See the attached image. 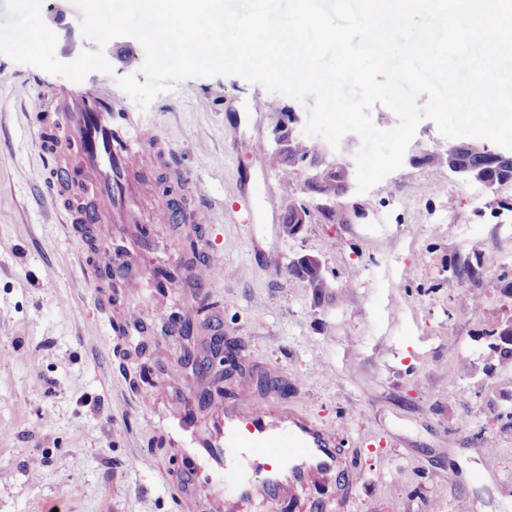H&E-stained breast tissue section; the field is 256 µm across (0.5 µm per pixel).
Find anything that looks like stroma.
<instances>
[{
    "mask_svg": "<svg viewBox=\"0 0 512 512\" xmlns=\"http://www.w3.org/2000/svg\"><path fill=\"white\" fill-rule=\"evenodd\" d=\"M44 22L72 62L90 42L71 0H45ZM117 88L140 75L135 38L109 41ZM69 79L0 55V512H181L185 463L178 448L151 452L156 431L140 417L141 394L197 406L196 377L182 368L177 338L154 335L135 360L116 354L112 321L127 307L111 274L88 278L99 250L55 224L42 164L39 120L18 109L23 95H50ZM123 105L168 137L201 188L218 201L203 243L152 223L142 273L176 270L203 248L224 251V278L196 318L200 336L221 331L240 367L227 400L281 401L344 431V468L357 484L350 512H512V370L484 369L485 332L512 299L498 275L512 271V185L490 195L446 167L425 163L449 140L422 120L388 192L350 191L336 213H313L297 236L281 232L285 200L256 142L302 103L234 75L173 83L147 108ZM277 111H268L269 103ZM482 244L481 313L449 259ZM322 261L334 298L315 300L288 274L291 258ZM280 268L268 270V256ZM109 307H100V293ZM470 359L468 373L457 371ZM140 375L139 390L129 379ZM496 469L478 478L481 449Z\"/></svg>",
    "mask_w": 512,
    "mask_h": 512,
    "instance_id": "1",
    "label": "stroma"
}]
</instances>
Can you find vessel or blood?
Here are the masks:
<instances>
[{
  "label": "vessel or blood",
  "instance_id": "obj_1",
  "mask_svg": "<svg viewBox=\"0 0 512 512\" xmlns=\"http://www.w3.org/2000/svg\"><path fill=\"white\" fill-rule=\"evenodd\" d=\"M21 108L53 119V127L40 128L37 140L44 170L53 179L52 207L60 223L84 225L100 242L98 267L112 264L116 226L142 223L146 198L156 201V219L209 223L211 208L204 195H196L188 206L181 197L154 192L145 181L148 149L169 169L176 186L190 184L192 173L170 142L137 120L104 83L86 79L48 100L27 98ZM85 195L93 197L92 209L76 205V198ZM223 273V259L214 251L203 252L185 271L203 298ZM139 407L147 422H159L181 447L187 481L212 487L224 512H250L258 500L269 512H278L283 502L328 483L342 467L336 429L316 426L292 409L275 412L263 401L218 400L202 431L195 413L185 407L162 415L156 398L149 396L140 399Z\"/></svg>",
  "mask_w": 512,
  "mask_h": 512
}]
</instances>
